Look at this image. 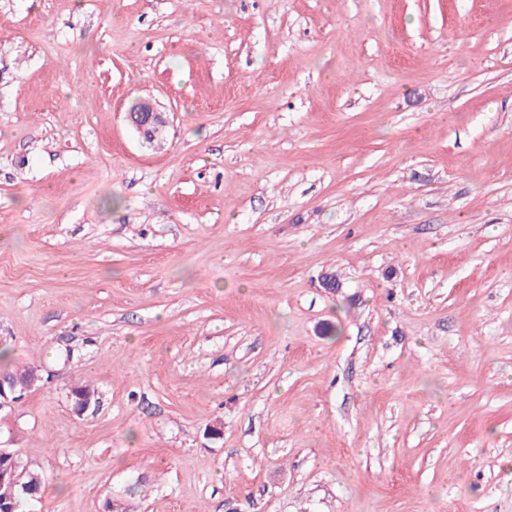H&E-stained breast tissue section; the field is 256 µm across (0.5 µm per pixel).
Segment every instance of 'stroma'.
<instances>
[{"instance_id":"1","label":"stroma","mask_w":512,"mask_h":512,"mask_svg":"<svg viewBox=\"0 0 512 512\" xmlns=\"http://www.w3.org/2000/svg\"><path fill=\"white\" fill-rule=\"evenodd\" d=\"M0 342L34 512H512V0H0ZM125 119L129 125L144 139L150 137L151 128L155 122L165 120L159 104L149 98H137L128 106ZM0 379L4 384V389L6 393L10 396L11 388H15L16 392H19L22 389H25L27 394L32 388H34L39 382H41L42 377L37 369L35 368H24V369H14L8 363V350L7 347L4 346L0 348ZM4 390H2L3 395L1 394V385H0V411L6 407L12 406L15 401L10 402ZM2 398L4 400H2Z\"/></svg>"}]
</instances>
